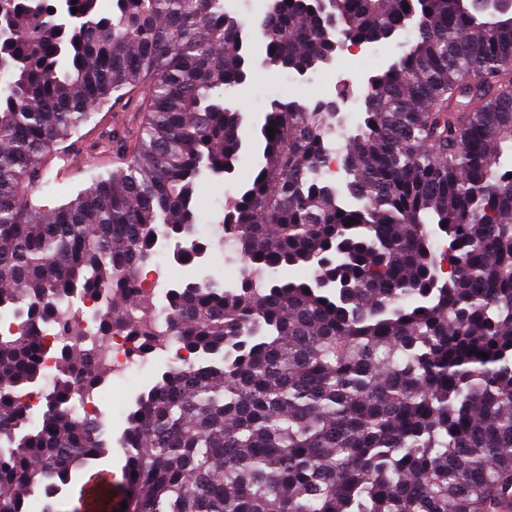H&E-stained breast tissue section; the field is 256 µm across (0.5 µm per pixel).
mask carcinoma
Here are the masks:
<instances>
[{
  "mask_svg": "<svg viewBox=\"0 0 512 512\" xmlns=\"http://www.w3.org/2000/svg\"><path fill=\"white\" fill-rule=\"evenodd\" d=\"M257 36L224 0H0V512H59L75 473L112 450L73 418L74 385L102 397L116 331L143 353L177 337L118 440L107 512H498L512 497V15L495 0H277ZM417 37L370 75L340 181L325 173L336 100L274 99L250 180L224 208L248 273H198L165 293L167 330L131 319L133 273L197 241L193 196L234 173L245 116L229 104L260 65L307 76L332 42ZM147 96L121 167L52 209L34 186L102 109ZM274 136L268 138V127ZM353 224H348V221ZM97 300L90 314L60 302ZM78 341L47 377L41 330ZM485 352L488 357H480ZM37 392L42 410L23 396Z\"/></svg>",
  "mask_w": 512,
  "mask_h": 512,
  "instance_id": "1",
  "label": "carcinoma"
}]
</instances>
